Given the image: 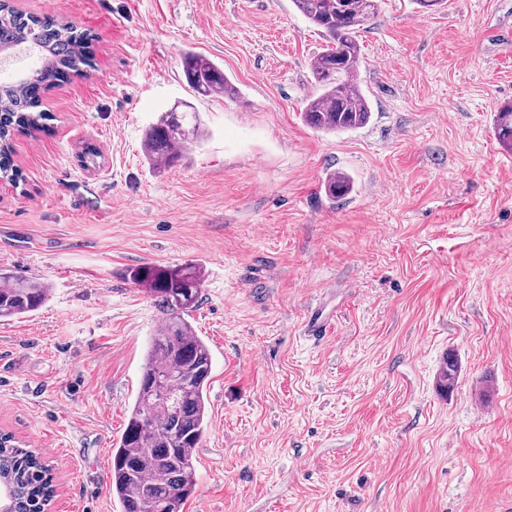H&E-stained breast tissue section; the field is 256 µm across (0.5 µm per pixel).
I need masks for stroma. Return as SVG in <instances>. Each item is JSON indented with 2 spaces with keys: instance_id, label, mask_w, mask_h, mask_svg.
Here are the masks:
<instances>
[{
  "instance_id": "stroma-1",
  "label": "stroma",
  "mask_w": 512,
  "mask_h": 512,
  "mask_svg": "<svg viewBox=\"0 0 512 512\" xmlns=\"http://www.w3.org/2000/svg\"><path fill=\"white\" fill-rule=\"evenodd\" d=\"M13 3L94 36L46 130L14 138L23 183L0 181V267L51 288L0 322V431L51 465V512H123L111 451L160 318L126 274L185 262L214 364L182 512H512V0H382L359 37L372 118L339 134L302 120L323 40L291 0ZM187 50L238 98L195 96ZM180 101L206 136L160 166L144 134ZM333 171L355 192L326 196ZM495 132L499 143L512 150V105L506 104L496 113ZM305 327V332L309 337L315 341H320L327 338L331 333L332 318L323 315L321 310L315 308L311 311Z\"/></svg>"
}]
</instances>
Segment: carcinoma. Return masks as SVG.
I'll return each instance as SVG.
<instances>
[{"label":"carcinoma","instance_id":"1","mask_svg":"<svg viewBox=\"0 0 512 512\" xmlns=\"http://www.w3.org/2000/svg\"><path fill=\"white\" fill-rule=\"evenodd\" d=\"M296 10L316 26L325 47L311 67L318 93L308 100L304 123L316 132L336 133L366 126L372 116L359 84L362 49L358 33L377 12L378 0H292ZM93 35L54 16L25 14L0 0V56L30 50L39 60L32 73L0 81V180H23L12 159V140L23 131L44 128L48 115L38 110V92L83 73ZM183 74L200 96L234 97L236 88L210 58L184 53ZM499 143L512 150V105L496 113ZM196 113L163 112L147 130L143 149L153 162L171 166L189 145L204 137ZM354 180L344 172L326 176L325 191L336 198L351 194ZM128 279L153 297L162 319L151 338L135 403L117 447L112 449L110 490L123 512H181L194 493V450L208 429L207 389L213 356L196 335L189 318L200 299L204 274L197 264L143 265ZM50 296L49 285L0 269V319L32 315ZM458 373L449 357L437 384L450 392ZM0 471L9 488L8 512H44L52 498L49 469L32 451L0 447Z\"/></svg>","mask_w":512,"mask_h":512}]
</instances>
